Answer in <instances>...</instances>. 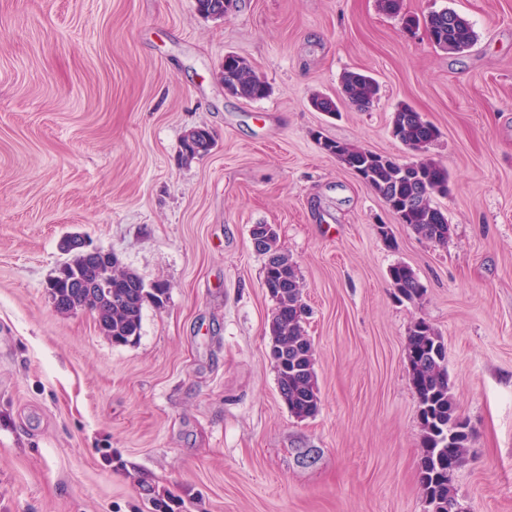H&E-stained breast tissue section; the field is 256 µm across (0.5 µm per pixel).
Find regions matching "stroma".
I'll use <instances>...</instances> for the list:
<instances>
[{
  "instance_id": "stroma-1",
  "label": "stroma",
  "mask_w": 512,
  "mask_h": 512,
  "mask_svg": "<svg viewBox=\"0 0 512 512\" xmlns=\"http://www.w3.org/2000/svg\"><path fill=\"white\" fill-rule=\"evenodd\" d=\"M445 8L471 49L404 27ZM229 53L266 98L225 93ZM348 71L376 79L373 106L315 111ZM404 103L439 131L443 246L316 142L410 159L391 134ZM193 128L214 145L185 163ZM256 224L276 229L310 308L321 403L304 420L268 357ZM68 234L167 285L132 343L52 306ZM399 263L420 303L395 298ZM421 319L474 433L454 476L465 512H512V0H402L398 16L239 0L217 20L196 0H0V512H154V491L179 512H427L406 355ZM389 277L398 300L412 304L421 301L424 288L409 266L405 264L392 266L389 270Z\"/></svg>"
}]
</instances>
